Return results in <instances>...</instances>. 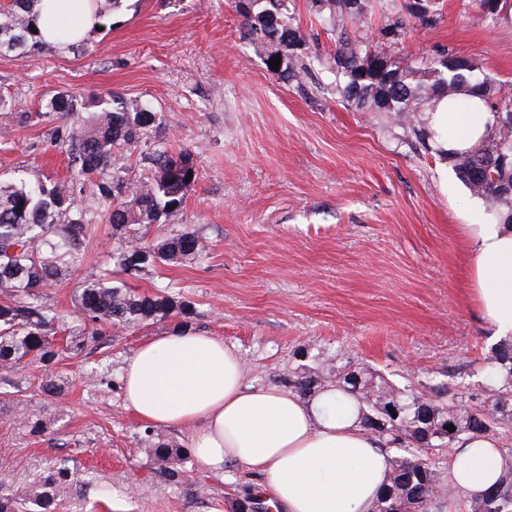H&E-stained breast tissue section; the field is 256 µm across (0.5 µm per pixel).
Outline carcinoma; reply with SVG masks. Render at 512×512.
Segmentation results:
<instances>
[{
    "label": "carcinoma",
    "instance_id": "obj_1",
    "mask_svg": "<svg viewBox=\"0 0 512 512\" xmlns=\"http://www.w3.org/2000/svg\"><path fill=\"white\" fill-rule=\"evenodd\" d=\"M11 0L0 4V49L28 58L44 44L31 31L28 4ZM374 0H309L318 15L336 27L338 39L334 74L345 79L342 93L362 112H387L405 124L410 135L425 147L435 132L416 127L414 116L434 110L435 101L455 102L467 94L477 95L488 111L497 114V124L487 139L472 149L451 155L448 161L467 188L477 197L491 200L495 221L512 224V195L473 180L471 170L481 158L489 159L503 148H512V91L506 90L472 61L439 52L438 57L416 67L395 65L388 53L377 50L355 35L349 24L360 19ZM436 0H420L408 9L410 17L427 25L436 21ZM241 36L254 52L267 61L280 58V66L266 69L278 78L297 80L319 58L303 60L298 54L303 34L288 15V0H249L242 12ZM76 97L60 94L52 110L64 117L77 111ZM92 112L79 125L57 128V138L67 146L69 179L50 186L0 183V369L14 370L29 356L53 359L51 327L55 317L39 304V291L75 271L83 261V243L97 221L112 226L115 247L112 260L126 275L138 277L160 264L194 259L205 250L202 237L190 225L155 244L147 241L148 229L183 206L188 188L198 170L194 155L186 148L177 152L156 149L143 155L142 172L131 176L121 162L147 139L155 113L146 108L129 109L115 95L91 99ZM90 189L102 204L93 217L74 208L75 190ZM74 209L66 224L58 223L64 211ZM79 324L68 331L65 349L80 350L78 337L96 338L104 325L124 327L161 321L187 312V305L158 290L139 293L114 285L105 277L80 282L76 296ZM478 372L485 379L481 400L461 385L429 391L412 385L395 388L367 364L354 360L336 368L328 379L296 375L289 386L303 397L336 392L351 399L361 425L378 435L384 447L394 448L389 471L373 512H432L454 495L435 459L422 458L418 448L452 447L462 435L484 438L512 432V338L503 339L484 358ZM384 426L377 429L374 420ZM453 425L450 432L446 426ZM501 471L486 489L461 500V512H512V448L499 449ZM158 469L177 481L187 477L185 457L179 446L155 448ZM68 475L61 470L44 483L9 497L0 493V512H17V505L31 504L49 512V488Z\"/></svg>",
    "mask_w": 512,
    "mask_h": 512
}]
</instances>
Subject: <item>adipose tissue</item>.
Masks as SVG:
<instances>
[{"instance_id":"obj_1","label":"adipose tissue","mask_w":512,"mask_h":512,"mask_svg":"<svg viewBox=\"0 0 512 512\" xmlns=\"http://www.w3.org/2000/svg\"><path fill=\"white\" fill-rule=\"evenodd\" d=\"M46 45L66 50L103 20L96 0H35L29 14ZM429 123L447 153L476 146L496 123L493 113L440 101ZM483 316L512 334V225L464 227ZM243 364L223 339L196 332L142 342L123 368V396L144 422L192 430V451L209 471L236 462L262 477L273 512H372L389 469L375 434L353 409L328 413L330 395L309 401L275 388H247ZM448 482L462 494L491 484L499 470L497 441L459 440L448 455Z\"/></svg>"}]
</instances>
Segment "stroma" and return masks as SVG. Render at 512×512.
Listing matches in <instances>:
<instances>
[{
    "label": "stroma",
    "mask_w": 512,
    "mask_h": 512,
    "mask_svg": "<svg viewBox=\"0 0 512 512\" xmlns=\"http://www.w3.org/2000/svg\"><path fill=\"white\" fill-rule=\"evenodd\" d=\"M437 7L435 23L401 30L396 60L445 50L512 88V8L492 22L474 0ZM288 9L303 55L320 58L299 82L272 77L241 39L235 0H128L79 49L0 53V91L13 99L0 110L1 180H67L52 98L112 92L156 114L154 138L125 160L129 172L159 146L189 148L197 165L183 207L150 238L192 224L207 241L201 257L131 280L113 266L112 228L100 223L80 267L42 292L70 326L78 282L103 274L189 306L152 324L102 327L49 369L60 394L43 393L41 363L0 371V480L20 491L69 470L52 488V512H240L245 489L260 485L240 464L202 469L189 431L148 426L126 407L123 367L152 336L222 338L251 388L284 391L289 373H329L339 350L397 387L483 381L474 369L500 335L479 309L463 227L491 222V203L399 122L348 103L334 83L335 32L309 0ZM162 443L181 448L192 484L157 469Z\"/></svg>",
    "instance_id": "obj_1"
}]
</instances>
